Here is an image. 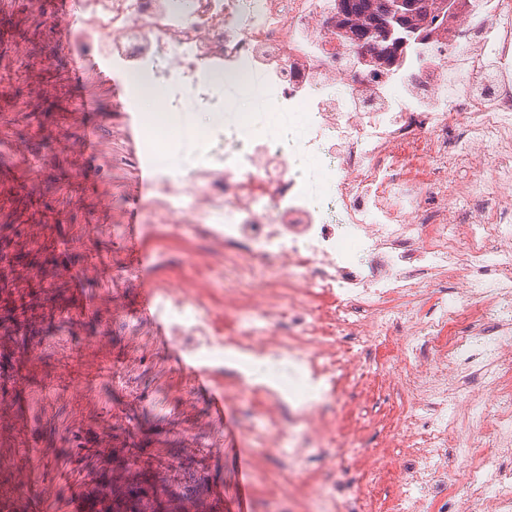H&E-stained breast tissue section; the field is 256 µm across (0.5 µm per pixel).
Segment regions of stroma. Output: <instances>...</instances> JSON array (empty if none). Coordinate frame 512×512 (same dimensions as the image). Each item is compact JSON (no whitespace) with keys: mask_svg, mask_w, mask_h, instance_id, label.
I'll return each mask as SVG.
<instances>
[{"mask_svg":"<svg viewBox=\"0 0 512 512\" xmlns=\"http://www.w3.org/2000/svg\"><path fill=\"white\" fill-rule=\"evenodd\" d=\"M77 29L57 0H0V512H33L40 499L67 512L74 498L145 487L163 512H233L240 468L230 445L248 449L252 512H295L267 487L284 448L230 440L245 420L262 424L251 394L215 421L206 397L173 353L224 385L219 339L168 336L159 342L138 318L139 286L188 285L224 318V291L199 279L196 264L219 247L192 228L181 207L157 211L156 185L138 188L129 162V103L116 102L96 72L76 78ZM135 224L152 257L139 271L121 239ZM155 233H148V225ZM157 303L167 326L192 327L200 308ZM346 422L365 438L340 459L358 480L391 471L369 492L391 512L411 455L386 431L379 385L347 395Z\"/></svg>","mask_w":512,"mask_h":512,"instance_id":"1","label":"stroma"}]
</instances>
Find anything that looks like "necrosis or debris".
<instances>
[{
	"label": "necrosis or debris",
	"instance_id": "1",
	"mask_svg": "<svg viewBox=\"0 0 512 512\" xmlns=\"http://www.w3.org/2000/svg\"><path fill=\"white\" fill-rule=\"evenodd\" d=\"M82 44L148 87L223 105L209 129L141 111L158 135L156 203L190 199L224 249V399L252 366L287 365L256 393L267 447L357 448L337 429L347 385L399 390L393 431L438 420L405 484L449 444L470 463L455 512H512V0H468L429 53L360 59L336 0H84ZM207 165L172 180L187 145ZM468 172L449 182V169ZM457 291L426 305L429 289ZM390 350L381 359L379 349ZM494 394L474 398L473 368ZM487 424L482 439L471 423Z\"/></svg>",
	"mask_w": 512,
	"mask_h": 512
}]
</instances>
